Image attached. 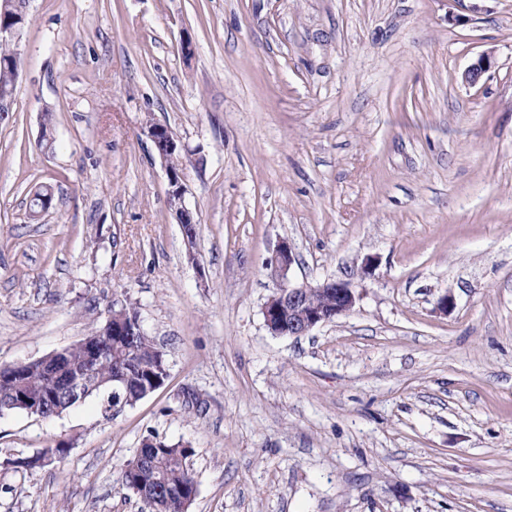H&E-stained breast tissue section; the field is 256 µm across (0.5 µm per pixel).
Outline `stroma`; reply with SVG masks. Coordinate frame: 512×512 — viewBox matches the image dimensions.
<instances>
[{"instance_id": "1", "label": "stroma", "mask_w": 512, "mask_h": 512, "mask_svg": "<svg viewBox=\"0 0 512 512\" xmlns=\"http://www.w3.org/2000/svg\"><path fill=\"white\" fill-rule=\"evenodd\" d=\"M19 50L0 366L125 299L168 376L110 416L1 415L0 512H150L121 483L150 435L192 450L187 512H512V0H30ZM284 241L293 282L356 285L351 313L270 334ZM144 133L154 146L155 152L167 172L170 188L169 196L170 199L175 200L176 204L180 205V207L177 208V216L179 223L182 224L187 242H189V240L193 241L194 236H188V229L194 227L196 221L194 220L192 212L183 206L184 186L179 171L181 167V154L170 157L174 153L180 152L181 146L178 144V141L171 131L163 125L156 123L149 124L146 126ZM168 159L170 167L178 172H173L169 169L167 163Z\"/></svg>"}]
</instances>
